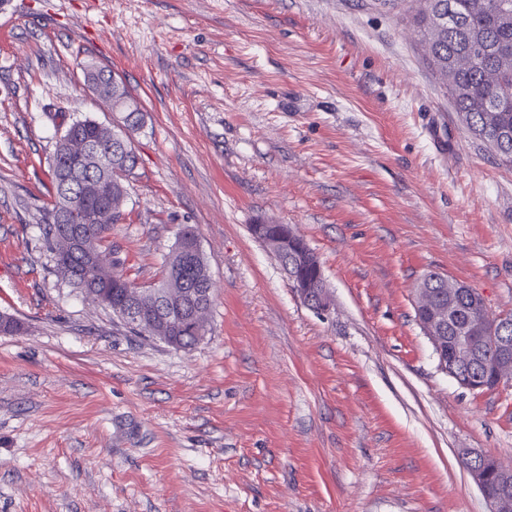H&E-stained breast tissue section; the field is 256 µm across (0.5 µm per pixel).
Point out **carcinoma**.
<instances>
[{
  "mask_svg": "<svg viewBox=\"0 0 512 512\" xmlns=\"http://www.w3.org/2000/svg\"><path fill=\"white\" fill-rule=\"evenodd\" d=\"M419 7L413 15L421 44L431 68L445 86L456 111L467 128L494 150L496 156L512 163V108L502 102L512 96V0H416ZM106 150L112 146L104 140L97 121L85 118L71 122L65 133ZM135 159L112 162V195L126 193L124 179L131 175ZM54 196L58 201L48 211L42 236L53 254L54 272L62 276V268L71 267L78 278L87 283L86 295L95 299L101 293L118 304L128 298L121 278L113 277V269L121 264L110 241L112 228L125 220V213L111 215L103 224H86L81 233L57 237L60 212L68 199L76 195L82 182L102 175L79 158L55 146L49 162ZM189 287L200 288L207 279L208 265L204 254L187 253ZM462 289L446 288L448 304L454 306L455 320L467 318L468 302ZM165 343L177 350L190 349L198 342L193 321L175 319L166 323ZM478 357L472 366V377L478 385L491 389L497 385L496 354L488 345L477 346ZM493 468L489 489L500 490V473L512 471L511 464L488 459Z\"/></svg>",
  "mask_w": 512,
  "mask_h": 512,
  "instance_id": "carcinoma-1",
  "label": "carcinoma"
}]
</instances>
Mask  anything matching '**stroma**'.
<instances>
[{
	"label": "stroma",
	"mask_w": 512,
	"mask_h": 512,
	"mask_svg": "<svg viewBox=\"0 0 512 512\" xmlns=\"http://www.w3.org/2000/svg\"><path fill=\"white\" fill-rule=\"evenodd\" d=\"M409 0H0V512H488L463 456L512 460V382L471 392L414 317L436 272L512 315V165L433 76ZM141 102L112 241L157 280L182 225L216 286L192 350L53 271L67 124ZM254 224H288L310 309ZM85 78L88 87L112 105V93L121 87V83L112 75V72L85 68Z\"/></svg>",
	"instance_id": "35a3bbf8"
}]
</instances>
